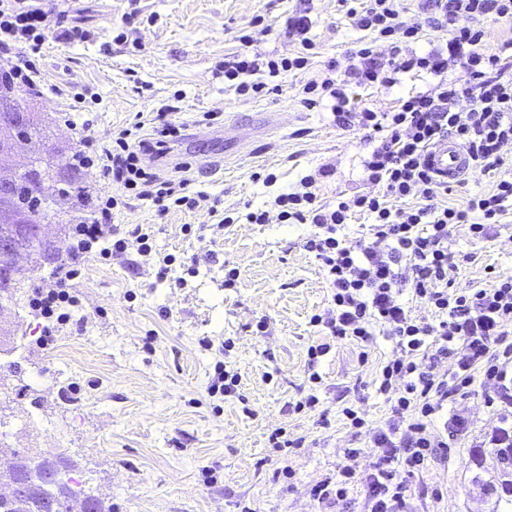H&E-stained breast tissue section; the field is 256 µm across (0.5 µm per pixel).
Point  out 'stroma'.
<instances>
[{
  "label": "stroma",
  "instance_id": "1",
  "mask_svg": "<svg viewBox=\"0 0 512 512\" xmlns=\"http://www.w3.org/2000/svg\"><path fill=\"white\" fill-rule=\"evenodd\" d=\"M300 10L317 45L309 70L259 74L269 91L254 99L228 88L224 57L239 49L240 37L250 36L249 52L263 58L296 53L284 27ZM75 28L85 39L70 40ZM366 38L336 0H72L33 57L43 93L25 105L49 118L44 146L108 145L136 113L178 102L171 119L182 135L154 165L186 180L199 199L194 209L161 215L109 184L98 166L85 168L95 195L116 199L113 223L151 225V249L82 263L74 281L81 306L57 326L51 345L40 343L45 321L30 306L0 318L18 347L12 365L0 366L1 444L67 456L76 479L112 512H319L312 486L391 416L373 380L392 345L381 342L363 364L355 345L339 342L309 364V346L322 341L310 319L327 311L330 290L304 247L312 225L280 223L274 198L314 173L322 201L368 192L362 160L370 144L330 108L300 103L308 80ZM428 86L407 75L388 90H357L355 102L390 110ZM207 112L216 120L204 122ZM250 209L265 210L267 223L244 221ZM223 214L233 223H220ZM450 232L454 252L476 256L460 265L458 282L485 288L512 276V210L492 239H472L464 224ZM169 254L174 262L162 281L157 272ZM220 362L239 373V396L209 394ZM314 371L320 384L308 379ZM311 391L318 405L293 411ZM493 394L474 384L442 412L441 421L464 427L449 439L447 459L418 480L412 512H492L502 492L490 442L500 425ZM346 404L366 427L350 425ZM279 427L301 447L270 448ZM285 468L291 477L283 482Z\"/></svg>",
  "mask_w": 512,
  "mask_h": 512
}]
</instances>
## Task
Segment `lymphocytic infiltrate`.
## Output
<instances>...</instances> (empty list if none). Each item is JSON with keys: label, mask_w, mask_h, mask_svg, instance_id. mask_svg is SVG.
<instances>
[{"label": "lymphocytic infiltrate", "mask_w": 512, "mask_h": 512, "mask_svg": "<svg viewBox=\"0 0 512 512\" xmlns=\"http://www.w3.org/2000/svg\"><path fill=\"white\" fill-rule=\"evenodd\" d=\"M353 26L371 33L369 42L330 61L323 79L302 88V104L320 107L331 98V109L344 126L363 131L373 148L362 161L371 192L353 200H319L315 180L305 176L296 191L279 194L274 204L285 224L315 228L305 248L320 261L330 288L326 315L311 318L323 328L327 342L310 346V360L326 354L331 341L357 346L369 359L377 337L394 344L395 358L381 362L376 391L390 403L393 417L372 429L373 460L360 467L364 449L347 448L335 476L311 489L328 512H409L406 493L411 478L422 476L429 460L447 456L448 439L432 422L448 403L465 396L476 379L494 383L502 404L512 405V277L486 288L456 282L452 272L458 258L451 251L449 228L468 225L473 238L489 239L512 204V175H499L500 151L512 146V59L488 52L487 21H512V0H428L418 21H401L402 0H338ZM69 0L51 8L32 0H0V86L34 89L36 68L31 61L43 44V33L55 19L67 16ZM445 33L441 46L416 52L412 45L425 29ZM311 20L299 11L286 21L288 37L301 50L294 57L264 60L238 51L224 58V81L242 96L262 95L259 73L278 76L307 69L314 41ZM430 77L427 90L408 95L398 109L376 111L353 107L357 88H389L401 75ZM160 108L151 123L135 120L118 129L111 146L93 155L78 151L85 165L96 157L104 176L158 212L170 206L194 208L185 181L164 178L141 164L159 153L167 139L177 137L179 125ZM449 137L468 153L473 170L497 173L492 191L449 203L450 188L430 173L426 152ZM111 202L101 203L91 220L75 227L76 245L59 264L52 281L33 290L31 307L41 317L69 321L65 306L77 303L72 288L79 265L90 252L100 257L146 249L150 235L134 224L117 234L110 223ZM369 226L360 237L345 238L353 213ZM429 305L433 321L418 320L401 300L403 292ZM451 367L441 370L442 360Z\"/></svg>", "instance_id": "f902f5d3"}]
</instances>
